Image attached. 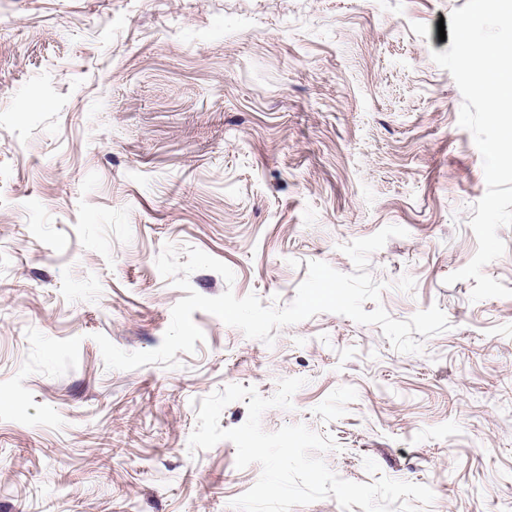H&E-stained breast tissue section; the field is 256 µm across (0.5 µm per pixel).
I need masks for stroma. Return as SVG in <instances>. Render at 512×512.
<instances>
[{"label":"stroma","instance_id":"stroma-1","mask_svg":"<svg viewBox=\"0 0 512 512\" xmlns=\"http://www.w3.org/2000/svg\"><path fill=\"white\" fill-rule=\"evenodd\" d=\"M467 0H0V512H232L261 468L190 452L202 398L305 378L272 432L329 435L340 478L429 486L425 512H512V298L446 284L487 185L432 52ZM373 253L396 319L439 306L419 354L320 313L273 345L193 312L177 368L106 369L94 334L160 346L184 291L165 244L227 264L198 293L290 304L308 264Z\"/></svg>","mask_w":512,"mask_h":512}]
</instances>
